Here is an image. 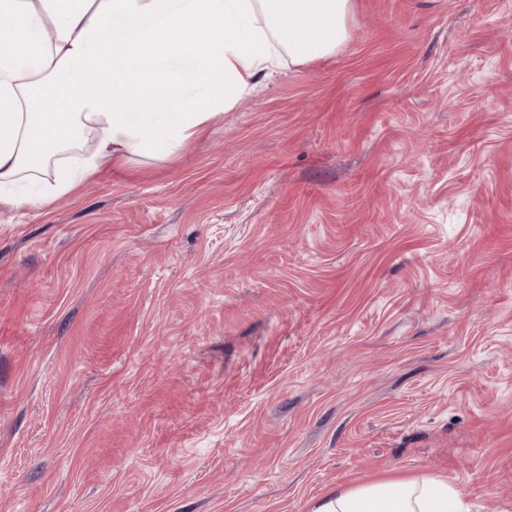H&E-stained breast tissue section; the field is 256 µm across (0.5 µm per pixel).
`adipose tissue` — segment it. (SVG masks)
<instances>
[{
  "label": "adipose tissue",
  "mask_w": 512,
  "mask_h": 512,
  "mask_svg": "<svg viewBox=\"0 0 512 512\" xmlns=\"http://www.w3.org/2000/svg\"><path fill=\"white\" fill-rule=\"evenodd\" d=\"M354 0H0V204L40 208L101 166L175 159L281 65L336 56ZM311 512H465L422 474Z\"/></svg>",
  "instance_id": "obj_1"
}]
</instances>
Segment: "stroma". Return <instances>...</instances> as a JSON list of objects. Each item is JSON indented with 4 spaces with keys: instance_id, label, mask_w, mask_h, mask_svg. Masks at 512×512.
<instances>
[{
    "instance_id": "obj_1",
    "label": "stroma",
    "mask_w": 512,
    "mask_h": 512,
    "mask_svg": "<svg viewBox=\"0 0 512 512\" xmlns=\"http://www.w3.org/2000/svg\"><path fill=\"white\" fill-rule=\"evenodd\" d=\"M512 512V0H355L172 161L0 208V512ZM311 512H466L462 492L439 475L381 478L336 486Z\"/></svg>"
}]
</instances>
